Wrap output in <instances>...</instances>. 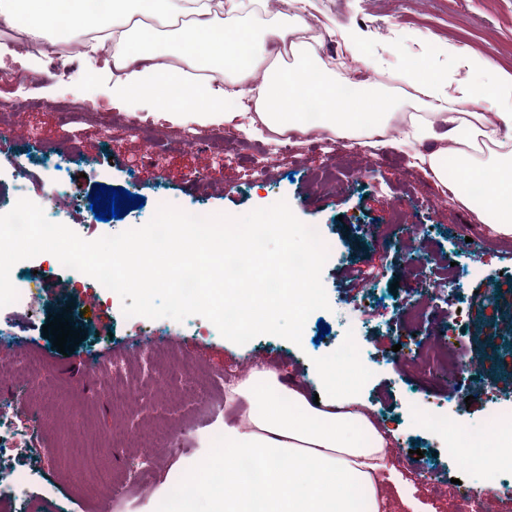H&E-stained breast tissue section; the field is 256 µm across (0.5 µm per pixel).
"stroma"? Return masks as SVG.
<instances>
[{
	"mask_svg": "<svg viewBox=\"0 0 512 512\" xmlns=\"http://www.w3.org/2000/svg\"><path fill=\"white\" fill-rule=\"evenodd\" d=\"M315 3L312 16L319 26H358L368 32L366 58L380 60L378 70L351 57L339 36L327 35L317 44L319 55L344 59L350 73L365 82H389L405 69L415 44L420 51L413 65L420 74L481 82L478 110L502 111L488 80L502 71L512 73V0ZM463 55L476 58L479 68L458 67ZM49 64L46 57L31 62L18 54L0 58L7 73L0 80L1 200L12 199L16 170L23 163L30 172L28 195L48 202L58 181L50 165L64 161L61 181L75 188L76 195L57 220L83 239L94 240L148 223L161 197L185 211L204 208L232 216L283 199L300 221L322 225L332 245L321 273L329 307L308 317L301 343L260 335L239 346L197 315L181 322L148 318L128 324L122 301L76 286L71 272L31 258L27 270L15 276L36 290L32 305L0 308V325L12 331L10 346L0 347V379L9 376L16 345L43 364L49 377L39 386L15 384L31 396L33 445L22 463L34 479L21 503L0 490V512H98L96 478L102 473L125 483L126 505L119 512H159L166 487L204 453L209 425L239 422L238 410L224 406L223 394L198 393L177 383L167 397L139 390L122 406L112 405L106 395L114 380L110 361L124 358L130 375L142 374L140 346L145 340L165 344L174 361H194L209 375L253 358L271 365L284 379L304 384L312 395L320 391L312 375L316 364L350 348L372 373L358 381L341 376L338 384L353 391L365 410L393 430L399 448L422 452L413 467L402 468V487L389 489L390 512H459L448 495L436 491L435 482L468 478L478 485L482 478L465 476L452 462L447 439L412 418L425 407L446 410L452 400L461 405V425L479 422L497 405L512 409V374L490 369L492 350L477 336L485 325L502 329L511 322L512 238L466 241L464 229L475 224V216L418 167L412 152L388 145L334 149L301 137L287 155L255 177L254 159L271 142L232 124L191 131L158 119L141 130L119 124L103 130L98 115L112 109V83L103 76L91 83V104L70 123H62L57 107L76 73L50 74ZM27 99L39 101V109L22 108ZM216 135L224 141L223 150L210 144ZM73 138L82 148L77 160L66 156ZM150 140L161 141L162 147L151 162L140 163L137 156ZM103 184L143 196L144 206L119 219H96L89 197ZM407 304L430 311L431 324L401 327ZM53 315L66 317L83 334L73 354H60L44 338L42 328ZM322 322L329 325V335L320 334ZM447 329L455 347L468 361L486 364V372L467 371L451 381L430 383L416 367L398 361L392 350L398 343L413 349L439 341ZM93 365L101 368L100 381L83 385L82 375ZM116 422L136 431L176 423L184 437L175 453L162 444L105 449L103 438ZM135 457L150 458V466L131 473ZM145 485L151 497L143 496Z\"/></svg>",
	"mask_w": 512,
	"mask_h": 512,
	"instance_id": "obj_1",
	"label": "stroma"
}]
</instances>
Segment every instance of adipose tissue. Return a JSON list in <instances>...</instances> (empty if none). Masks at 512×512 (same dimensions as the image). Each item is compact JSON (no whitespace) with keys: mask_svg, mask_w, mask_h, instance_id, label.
I'll return each instance as SVG.
<instances>
[{"mask_svg":"<svg viewBox=\"0 0 512 512\" xmlns=\"http://www.w3.org/2000/svg\"><path fill=\"white\" fill-rule=\"evenodd\" d=\"M87 0H0V23L46 55L53 46L51 21L66 14L82 54L99 56L111 44L119 73L112 94L154 104L186 124L233 123L226 99L255 84L250 130L309 134L300 101L315 100L324 130L355 138L385 137L402 108L388 89L361 84L356 95L336 92L335 70L324 68L313 45L294 38L287 22L255 25L261 0H107L104 13ZM140 45L154 65L126 61ZM214 66L223 81L204 78ZM179 85L184 99L168 96ZM193 107H186L185 99ZM472 84H426L397 148L415 158L440 184L449 173L478 178L487 187L477 218L512 236V112H463L475 102ZM228 406H242L241 424L228 425L209 459L224 472L222 489L210 488L197 469L184 475L185 493L169 512H387L384 470L390 436L349 391L325 385L319 400L298 383L285 384L269 369L253 371L229 386Z\"/></svg>","mask_w":512,"mask_h":512,"instance_id":"ef3b65f1","label":"adipose tissue"}]
</instances>
